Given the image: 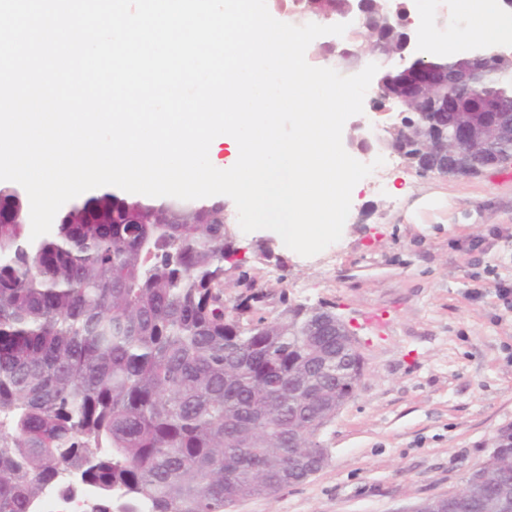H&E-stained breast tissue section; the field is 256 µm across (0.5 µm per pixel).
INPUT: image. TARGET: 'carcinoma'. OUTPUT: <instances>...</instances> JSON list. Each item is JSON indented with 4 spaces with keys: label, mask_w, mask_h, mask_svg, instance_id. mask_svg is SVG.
<instances>
[{
    "label": "carcinoma",
    "mask_w": 512,
    "mask_h": 512,
    "mask_svg": "<svg viewBox=\"0 0 512 512\" xmlns=\"http://www.w3.org/2000/svg\"><path fill=\"white\" fill-rule=\"evenodd\" d=\"M348 0H304L298 24H328ZM370 44L400 49L382 0H368ZM490 61L473 92L435 113L444 132L473 111L472 94L512 95V57ZM386 145L418 153L386 130ZM512 161V138L491 124L459 147L452 176ZM224 200L160 201L112 194V221L57 224L33 242L27 225L0 222V512H30L64 471L92 490L94 512H230L240 500L304 481L300 459H329L317 424L336 416L363 372L321 319L330 309L290 305L255 316L273 293L245 283ZM512 496V428L445 512H480L485 493Z\"/></svg>",
    "instance_id": "1"
}]
</instances>
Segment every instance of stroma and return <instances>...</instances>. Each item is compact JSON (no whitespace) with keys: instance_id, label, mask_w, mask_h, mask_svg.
I'll list each match as a JSON object with an SVG mask.
<instances>
[{"instance_id":"35a3bbf8","label":"stroma","mask_w":512,"mask_h":512,"mask_svg":"<svg viewBox=\"0 0 512 512\" xmlns=\"http://www.w3.org/2000/svg\"><path fill=\"white\" fill-rule=\"evenodd\" d=\"M383 165L351 194L338 242L303 257L270 230L239 233L275 257L242 267L289 303L334 308L364 358L352 398L320 434L330 460L304 482L234 512H412L460 489L512 427V162L473 177ZM435 196L442 208H417Z\"/></svg>"}]
</instances>
